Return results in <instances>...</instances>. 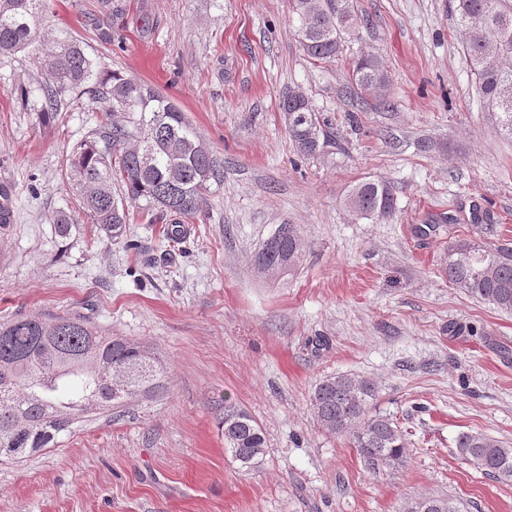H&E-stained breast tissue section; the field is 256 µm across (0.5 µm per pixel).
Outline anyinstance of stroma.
<instances>
[{
	"label": "stroma",
	"mask_w": 512,
	"mask_h": 512,
	"mask_svg": "<svg viewBox=\"0 0 512 512\" xmlns=\"http://www.w3.org/2000/svg\"><path fill=\"white\" fill-rule=\"evenodd\" d=\"M355 3L354 35L316 65L291 0H112L104 14L96 0H47L49 31L82 40L97 70L159 89L223 170L186 242L154 265L133 245L158 243L159 224L134 219L120 243L86 222L58 235L56 211L78 208L66 156L106 116L85 98L42 123L35 51L0 60V182L15 212L0 224V320L78 313L147 339L169 372L162 395L83 414L53 446L0 461V512H401L432 495L512 512V480L455 448L464 431L512 444V314L443 272L455 239L512 250V137L474 90L452 0ZM364 52L388 84L360 100L348 88ZM293 89L336 131L311 159L281 109ZM363 180L394 188L392 216L348 212ZM476 208L491 231L474 227ZM282 224L301 226L302 261L262 277L253 258ZM338 374L374 382L405 467L372 475L347 437L319 428L312 391ZM228 401L266 433L259 470L224 451Z\"/></svg>",
	"instance_id": "1"
}]
</instances>
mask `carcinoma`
I'll return each mask as SVG.
<instances>
[{
  "label": "carcinoma",
  "instance_id": "carcinoma-1",
  "mask_svg": "<svg viewBox=\"0 0 512 512\" xmlns=\"http://www.w3.org/2000/svg\"><path fill=\"white\" fill-rule=\"evenodd\" d=\"M463 46L478 95L496 124L512 135V5L507 0H453ZM47 0H0V57L42 48L44 82L40 118L55 120L62 103L87 95L110 119L73 145L66 178L79 208L107 236L126 230L125 203L147 223H168V243L184 239L180 225L206 205L219 170L208 146L184 113L156 89L118 72L101 76L83 42L47 38L39 21ZM298 36L314 62L336 60L356 25L354 0H291ZM353 81L359 93H375L388 82L378 58L362 55ZM288 132L307 158L333 143L332 124L309 99L288 92L282 101ZM348 210L380 221L395 209L391 186L366 181L345 198ZM300 225L281 224L254 258L259 274L293 272L302 259ZM448 282L467 294L512 313V254L489 250L477 239L448 245ZM166 368L146 340L114 336L79 314L20 315L0 323V457L36 452L92 407L118 408L162 394ZM373 381L337 375L319 382L311 395L318 426L349 438L365 468L378 475L407 461L405 435L396 422L371 413ZM220 428L224 449L239 468L254 470L266 458L262 426L244 408L224 402ZM458 454L477 468L512 480V446L480 432L456 439ZM403 512H462L452 498L429 496L405 503Z\"/></svg>",
  "mask_w": 512,
  "mask_h": 512
}]
</instances>
